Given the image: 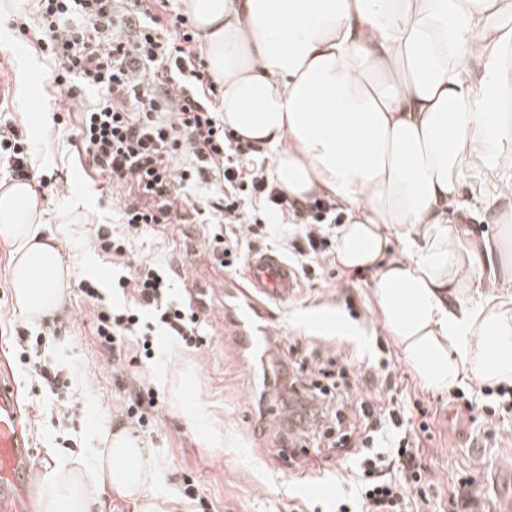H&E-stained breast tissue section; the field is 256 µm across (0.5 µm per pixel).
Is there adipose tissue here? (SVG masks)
Wrapping results in <instances>:
<instances>
[{
	"instance_id": "ef3b65f1",
	"label": "adipose tissue",
	"mask_w": 512,
	"mask_h": 512,
	"mask_svg": "<svg viewBox=\"0 0 512 512\" xmlns=\"http://www.w3.org/2000/svg\"><path fill=\"white\" fill-rule=\"evenodd\" d=\"M221 89L224 125L271 150L295 203L343 207L336 260L370 272L383 322L431 390L512 381V249L475 243L446 208L467 175L496 184L512 223V0H183ZM33 185L0 182L13 295L54 309L69 269ZM400 258L387 257L391 243ZM494 346H487V339ZM125 435L40 477L42 512H184Z\"/></svg>"
}]
</instances>
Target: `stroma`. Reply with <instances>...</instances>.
<instances>
[{"label":"stroma","mask_w":512,"mask_h":512,"mask_svg":"<svg viewBox=\"0 0 512 512\" xmlns=\"http://www.w3.org/2000/svg\"><path fill=\"white\" fill-rule=\"evenodd\" d=\"M17 8L15 0H0V70L13 81L0 115L22 121L40 148L37 167L61 184L37 197L45 229L70 267L58 307L32 322L10 288L13 249L0 242V369L18 389L36 471L91 458L104 447L106 435L121 430L137 436L153 455L159 493L179 495L191 488L192 512H293L297 506L303 512H334L347 485L325 470L319 448L309 447L295 466L281 456L288 425L259 428L264 406L283 404L285 398L269 392L265 374L287 367L293 339L313 338L340 350L352 371L387 364L407 418L416 426L428 424L419 445L436 484L420 512H448V495L464 476L491 488L489 498L479 500V512H512V413L499 411L494 395L479 396L469 412L451 392L426 389L383 325L368 274L312 268L279 308L272 333L254 358L239 351L235 336L225 330L218 293L224 279L243 281V268H224L212 256L205 225H150L134 238L130 258L168 270L181 299L189 282L210 283L209 309L202 314L205 344L195 350L163 339L148 364L114 371L112 350L97 340L92 307L78 290L84 279L103 288L112 282V259L93 242L96 225L112 221V187L88 160L77 158L71 125L54 123L66 97L35 40L18 38ZM25 8L22 21L34 26L35 0H27ZM320 313L338 315L343 330L305 326L307 316ZM20 333L32 349L18 346ZM39 363L54 369V383L34 374ZM132 378L157 394L156 426L140 429L126 419L124 389Z\"/></svg>","instance_id":"obj_1"}]
</instances>
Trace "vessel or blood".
<instances>
[{"label":"vessel or blood","instance_id":"obj_1","mask_svg":"<svg viewBox=\"0 0 512 512\" xmlns=\"http://www.w3.org/2000/svg\"><path fill=\"white\" fill-rule=\"evenodd\" d=\"M245 286L225 283V294L235 299L241 318L235 319L242 346L258 349L261 336L275 320L274 305L293 296L296 275L279 253L256 251L245 261ZM34 452L23 423L16 391L0 380V512H24L33 480Z\"/></svg>","mask_w":512,"mask_h":512}]
</instances>
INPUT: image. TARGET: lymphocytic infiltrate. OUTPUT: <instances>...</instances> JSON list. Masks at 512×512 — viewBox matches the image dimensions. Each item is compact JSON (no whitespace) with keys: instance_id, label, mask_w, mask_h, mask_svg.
I'll return each mask as SVG.
<instances>
[{"instance_id":"obj_1","label":"lymphocytic infiltrate","mask_w":512,"mask_h":512,"mask_svg":"<svg viewBox=\"0 0 512 512\" xmlns=\"http://www.w3.org/2000/svg\"><path fill=\"white\" fill-rule=\"evenodd\" d=\"M37 0L41 54L56 64L53 81L77 115L72 145L123 199L120 231L95 229V243L124 260L150 224L207 225L208 244L224 267L246 252L278 247L301 272L334 260L321 203L292 205L275 184L260 147L241 142L214 106L217 91L195 48L187 16L170 0ZM38 148L13 121L0 123V154L14 179L52 182L35 166ZM126 305L107 301L95 283L78 285L90 302L99 342L133 346V362L150 357L158 338L199 348L200 316L172 296L171 276L156 264L118 277ZM286 387L290 422L309 426L333 466H347L353 496L336 512H409L408 490L430 485L390 377L349 374L324 344L294 342Z\"/></svg>"}]
</instances>
